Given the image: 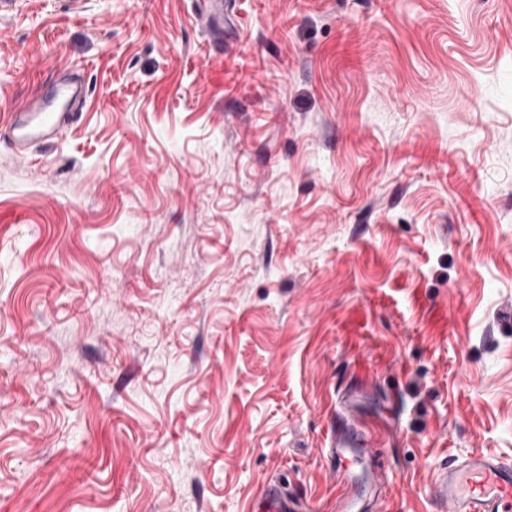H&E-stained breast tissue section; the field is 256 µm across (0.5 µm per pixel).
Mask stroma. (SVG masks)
Segmentation results:
<instances>
[{"label": "stroma", "mask_w": 512, "mask_h": 512, "mask_svg": "<svg viewBox=\"0 0 512 512\" xmlns=\"http://www.w3.org/2000/svg\"><path fill=\"white\" fill-rule=\"evenodd\" d=\"M20 0L0 112L79 73L82 118L0 142V512H367L512 464V0ZM354 445L356 444L353 435L340 428L333 429L329 438V447H331L329 450L332 457L335 459V464L336 459H338L339 463L342 464L346 459V449L351 448ZM335 476L337 483H339L344 492L341 494L339 503H340V511L339 512H356V496L357 489L353 484L351 479L349 478L348 472L346 469L342 467H337L335 469ZM257 512H292L300 510L299 504L296 508L288 500L275 484H270L264 490Z\"/></svg>", "instance_id": "stroma-1"}]
</instances>
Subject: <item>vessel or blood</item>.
Here are the masks:
<instances>
[{"mask_svg":"<svg viewBox=\"0 0 512 512\" xmlns=\"http://www.w3.org/2000/svg\"><path fill=\"white\" fill-rule=\"evenodd\" d=\"M87 104L83 80L68 75L52 85L47 95L29 97L13 111L0 115L15 151H26L36 141L55 140L60 131L78 120ZM342 486L340 512H356L357 489L344 468H336ZM428 493L437 512H512V465L484 453H476L438 469L428 484ZM292 502L277 488L268 485L258 512H293Z\"/></svg>","mask_w":512,"mask_h":512,"instance_id":"1","label":"vessel or blood"}]
</instances>
